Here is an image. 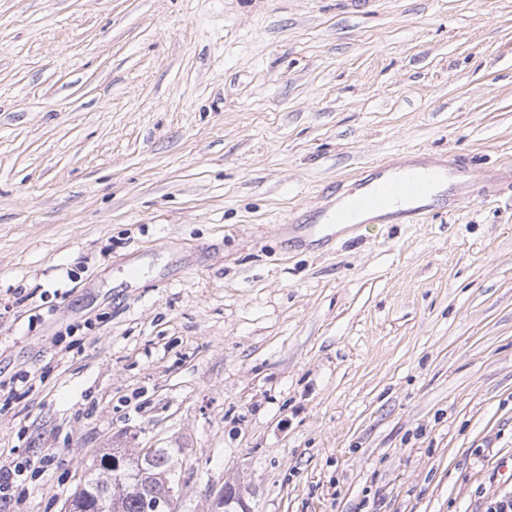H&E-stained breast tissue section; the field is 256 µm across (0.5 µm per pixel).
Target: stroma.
I'll return each mask as SVG.
<instances>
[{"instance_id":"1","label":"stroma","mask_w":512,"mask_h":512,"mask_svg":"<svg viewBox=\"0 0 512 512\" xmlns=\"http://www.w3.org/2000/svg\"><path fill=\"white\" fill-rule=\"evenodd\" d=\"M417 151L512 171V0H0V512L112 448L178 512L512 497V185L289 243ZM51 460V455L42 454L35 462L30 461L25 465H13L10 466L9 462H0V498L7 500L10 498V491L15 486L19 477L23 476L24 473L30 469L31 476L36 477L46 471V467ZM3 494V495H2ZM218 502H224L223 507H221V503L216 505L218 510L225 509L226 512H250L240 487L230 483L224 484V489L217 498V503ZM233 504L235 505V509Z\"/></svg>"}]
</instances>
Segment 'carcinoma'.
Here are the masks:
<instances>
[{
	"label": "carcinoma",
	"mask_w": 512,
	"mask_h": 512,
	"mask_svg": "<svg viewBox=\"0 0 512 512\" xmlns=\"http://www.w3.org/2000/svg\"><path fill=\"white\" fill-rule=\"evenodd\" d=\"M174 484L172 458L166 448L149 454L125 455L122 468L112 470V454L105 453L90 467L83 486L74 492L72 501L80 512H145L141 495L129 491L137 485L157 493L165 484Z\"/></svg>",
	"instance_id": "cac0c4a2"
}]
</instances>
